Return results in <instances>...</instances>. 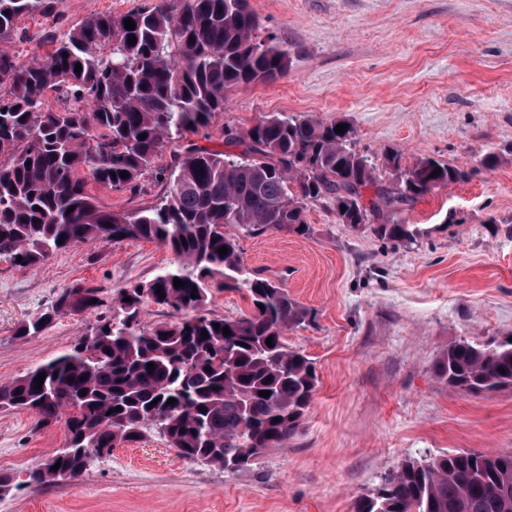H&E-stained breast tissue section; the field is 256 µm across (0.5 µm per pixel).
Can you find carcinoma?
Instances as JSON below:
<instances>
[{
	"mask_svg": "<svg viewBox=\"0 0 512 512\" xmlns=\"http://www.w3.org/2000/svg\"><path fill=\"white\" fill-rule=\"evenodd\" d=\"M53 9L51 0H0V258L31 269L78 243L144 239L170 250L174 260L149 282L117 289L114 313L68 351L0 382V409L32 410L45 426L66 418L69 449L40 459L25 483L74 480L151 430L186 461L244 470L297 433L317 375L285 341L286 331L310 320L308 309L281 283L250 273L225 227L305 234L307 204L323 200L343 204L336 209L341 223L371 224L379 237L403 241L414 232L398 216L470 173L424 158L408 169L409 178L385 180L355 149L353 127L338 133V122L309 115H268L243 133L224 126V143L238 154L180 143L207 132L230 88L288 71V50L273 36L258 38L261 23L249 0H155L146 11L93 15L51 41V51L26 61L1 46L18 36L22 16ZM128 18L135 29L125 28ZM50 91L71 105L48 108ZM168 144L170 162L155 170L168 190L156 205L104 210L87 190L90 182L138 187ZM122 171L130 177L121 178ZM175 278L184 286H174ZM213 287L246 289L250 311L235 319L204 312ZM149 301L181 317L146 329L141 312ZM101 303L98 288H65L15 336H37L57 317ZM41 373L46 378L37 390ZM438 374L470 395L512 389V339L458 342ZM170 398L177 403L168 404ZM354 512H512V451L408 460L359 497Z\"/></svg>",
	"mask_w": 512,
	"mask_h": 512,
	"instance_id": "1",
	"label": "carcinoma"
}]
</instances>
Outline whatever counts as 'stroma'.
<instances>
[{
  "mask_svg": "<svg viewBox=\"0 0 512 512\" xmlns=\"http://www.w3.org/2000/svg\"><path fill=\"white\" fill-rule=\"evenodd\" d=\"M153 0H55L25 16L22 58L46 54L93 14L120 16ZM261 35L287 49V73L229 91L198 145L222 150L221 130L249 129L271 113L342 120L359 152L389 176L390 154L410 167L433 158L467 171L403 213L412 239L339 223L331 203L309 204V233L249 235L236 226L247 270L280 276L312 321L286 334L317 374L300 431L247 470L188 462L155 433L113 449L88 473L43 488L28 469L64 447V421L0 412V471L20 488L0 512H353L407 460L452 450H512V390L481 396L449 389L436 373L448 348L512 335V0H250ZM166 187L92 186L102 206H153ZM172 254L149 241L86 242L33 269L0 260V381L68 349L108 312L116 289L151 280ZM100 289L99 311L56 318L23 341L14 331L76 283Z\"/></svg>",
  "mask_w": 512,
  "mask_h": 512,
  "instance_id": "35a3bbf8",
  "label": "stroma"
}]
</instances>
